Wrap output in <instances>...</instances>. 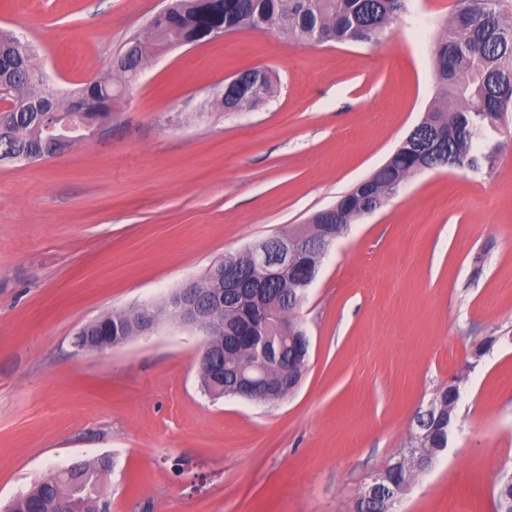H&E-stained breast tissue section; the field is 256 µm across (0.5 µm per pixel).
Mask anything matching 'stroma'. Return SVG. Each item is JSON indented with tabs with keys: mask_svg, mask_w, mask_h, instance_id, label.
Wrapping results in <instances>:
<instances>
[{
	"mask_svg": "<svg viewBox=\"0 0 512 512\" xmlns=\"http://www.w3.org/2000/svg\"><path fill=\"white\" fill-rule=\"evenodd\" d=\"M453 4L408 0L370 43L242 30L162 49L117 85L109 135L0 164L1 506L106 456L112 512H354L461 375L459 429L396 512H496L494 476L512 472V118L491 135L493 168L418 173L330 246L297 312L309 368L279 402L205 395L204 338L171 320L103 354L72 345L100 315L161 303L224 254L306 224L382 165L433 100ZM162 5L0 0V29L66 89ZM250 68L271 73L270 101L214 109Z\"/></svg>",
	"mask_w": 512,
	"mask_h": 512,
	"instance_id": "1",
	"label": "stroma"
}]
</instances>
